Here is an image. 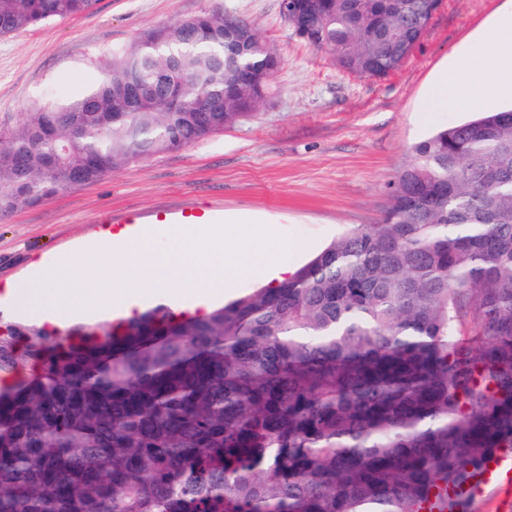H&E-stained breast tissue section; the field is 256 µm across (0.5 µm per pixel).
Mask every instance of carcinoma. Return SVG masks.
<instances>
[{
  "mask_svg": "<svg viewBox=\"0 0 512 512\" xmlns=\"http://www.w3.org/2000/svg\"><path fill=\"white\" fill-rule=\"evenodd\" d=\"M95 2L0 0V36ZM433 9L323 0L306 30L382 78ZM246 27L236 55L219 5L146 28L89 88L0 119V217L249 119L270 59ZM386 190L378 223L205 314L0 330V512H470L512 454V110L440 127Z\"/></svg>",
  "mask_w": 512,
  "mask_h": 512,
  "instance_id": "cac0c4a2",
  "label": "carcinoma"
}]
</instances>
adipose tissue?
<instances>
[{"label": "adipose tissue", "mask_w": 512, "mask_h": 512, "mask_svg": "<svg viewBox=\"0 0 512 512\" xmlns=\"http://www.w3.org/2000/svg\"><path fill=\"white\" fill-rule=\"evenodd\" d=\"M496 52L484 64H476L473 55L462 53L430 85L423 102L427 112L448 108L470 109L475 104L469 92L476 80L487 82L495 92L512 94V13L500 15L484 36Z\"/></svg>", "instance_id": "adipose-tissue-1"}]
</instances>
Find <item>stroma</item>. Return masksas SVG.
Wrapping results in <instances>:
<instances>
[{
  "instance_id": "35a3bbf8",
  "label": "stroma",
  "mask_w": 512,
  "mask_h": 512,
  "mask_svg": "<svg viewBox=\"0 0 512 512\" xmlns=\"http://www.w3.org/2000/svg\"><path fill=\"white\" fill-rule=\"evenodd\" d=\"M220 3L225 13L256 23L282 57L270 96L250 120L190 147L153 156L112 175L71 187L50 201L0 221V297L9 280L35 263L73 254L77 270L106 275L95 245L121 228L153 231L185 215L208 223L268 227L301 266L357 224H373L388 207L387 182L410 147L438 125L467 113L425 112L432 80L512 0H442L405 63L383 78L339 70L329 52L297 38L278 0H98L86 15L0 37V116L40 99H65L95 81L100 55L127 45L142 29L194 15Z\"/></svg>"
}]
</instances>
